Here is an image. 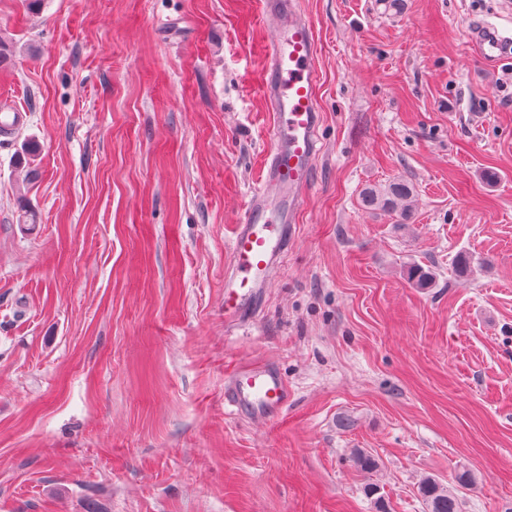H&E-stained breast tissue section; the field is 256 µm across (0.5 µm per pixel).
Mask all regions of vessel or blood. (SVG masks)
<instances>
[{"label": "vessel or blood", "instance_id": "obj_1", "mask_svg": "<svg viewBox=\"0 0 512 512\" xmlns=\"http://www.w3.org/2000/svg\"><path fill=\"white\" fill-rule=\"evenodd\" d=\"M262 9L275 26L262 78L272 125L262 176L231 241L224 275V326L228 329L252 322L273 274L287 256L321 152L313 24L296 0H262ZM472 40L486 63L512 57V35L488 21L475 26ZM290 397L287 382L272 362L245 365L224 386V400L235 415L261 424L277 419Z\"/></svg>", "mask_w": 512, "mask_h": 512}]
</instances>
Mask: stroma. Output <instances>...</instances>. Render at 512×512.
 <instances>
[{"label": "stroma", "instance_id": "1", "mask_svg": "<svg viewBox=\"0 0 512 512\" xmlns=\"http://www.w3.org/2000/svg\"><path fill=\"white\" fill-rule=\"evenodd\" d=\"M300 7L322 152L281 269L229 331L272 121L260 0H0V107L25 115L0 137V512H375L372 483L426 512L420 479L462 467V512L512 508V60L486 66L469 36L512 13ZM396 178L417 189L406 222L360 200ZM265 361L291 401L259 426L224 380Z\"/></svg>", "mask_w": 512, "mask_h": 512}]
</instances>
